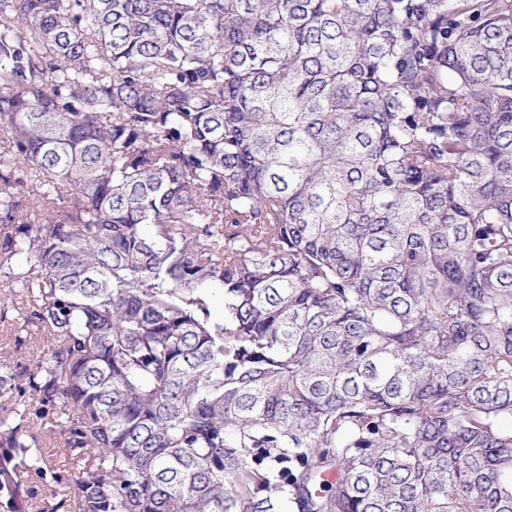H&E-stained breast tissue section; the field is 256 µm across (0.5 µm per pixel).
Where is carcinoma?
Listing matches in <instances>:
<instances>
[{
  "mask_svg": "<svg viewBox=\"0 0 512 512\" xmlns=\"http://www.w3.org/2000/svg\"><path fill=\"white\" fill-rule=\"evenodd\" d=\"M0 280L56 512H512V0H0ZM9 310L6 317L1 318V306H0V360H7L11 366H16L17 362L20 364L15 367L14 373L16 377L14 380L15 387L13 393L15 397H18L19 389L27 388V376L22 373V367L27 364V359L32 357H38L47 353L52 347V342L47 339L38 337V339H32L29 346L30 349L26 350L23 354V350L20 352L15 351V338L17 336H36L31 333L26 334V331H21L23 328L20 327L19 312L21 310L18 307H22L20 303L16 301L12 304H8ZM48 427L49 424H46L45 429L38 430L37 432L39 436L41 434V450L48 466L60 478L58 487L60 490L68 491L70 473L74 463L64 455L62 448H60L58 435H53L51 431L47 430Z\"/></svg>",
  "mask_w": 512,
  "mask_h": 512,
  "instance_id": "obj_1",
  "label": "carcinoma"
}]
</instances>
